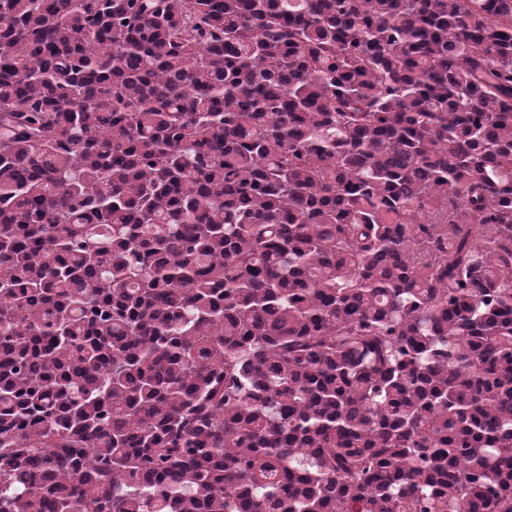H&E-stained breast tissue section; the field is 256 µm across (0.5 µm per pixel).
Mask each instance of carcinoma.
<instances>
[{"mask_svg": "<svg viewBox=\"0 0 512 512\" xmlns=\"http://www.w3.org/2000/svg\"><path fill=\"white\" fill-rule=\"evenodd\" d=\"M0 512H512V0H0Z\"/></svg>", "mask_w": 512, "mask_h": 512, "instance_id": "cac0c4a2", "label": "carcinoma"}]
</instances>
